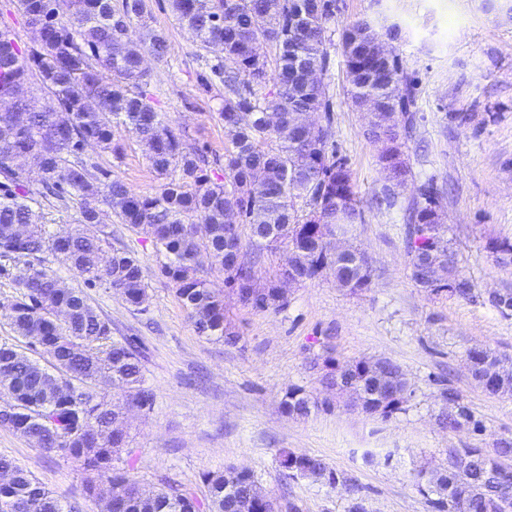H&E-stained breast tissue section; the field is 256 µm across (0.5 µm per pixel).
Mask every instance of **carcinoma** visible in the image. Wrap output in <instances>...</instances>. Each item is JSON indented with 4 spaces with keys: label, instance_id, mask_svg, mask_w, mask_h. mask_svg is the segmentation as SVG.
<instances>
[{
    "label": "carcinoma",
    "instance_id": "cac0c4a2",
    "mask_svg": "<svg viewBox=\"0 0 512 512\" xmlns=\"http://www.w3.org/2000/svg\"><path fill=\"white\" fill-rule=\"evenodd\" d=\"M177 23L196 35L198 47L224 56V182L208 174L204 151L184 150L181 138L156 112L142 89L140 60L147 53L163 60L170 51L164 33L150 26L147 0H17L31 29V46L22 50L12 39H0V97L12 111L0 112V158L23 153L39 171V188L0 167V280L15 293L0 314L28 350L0 344V427L12 430L48 451H59L86 474L92 498L121 499L122 512H234L238 498L253 512H269L271 495L262 491L248 470L207 472L206 502L184 484L168 480L146 490L112 465L114 454L128 447V432L116 425L120 413L134 405L151 408L152 390L144 385L142 346L133 337L112 336V321L90 301L87 288H106L127 305L145 310L147 283L139 260L114 249L100 228L106 206L134 232L151 236L164 261L159 272L175 288L196 332L227 344L236 343L224 315V293L210 286L207 269L224 273V287L242 289L255 275L254 265L235 270L224 265V212H242L243 224H267V236L247 234L259 251L290 244L301 249L295 273L312 281L329 272L336 283L356 294L371 288L372 266L349 264L325 251V239L363 222V208L346 159L338 155L331 122L317 129L298 125L304 112H331L325 84H300L290 77L298 58L321 71L328 63L327 24L337 0H170ZM385 35L363 20L347 23L341 33L350 85L351 107L361 110L376 97L397 110L396 121L382 128L367 121V138L380 146L378 161L392 171V182L374 197L376 205H396L399 189L411 169L401 162L420 116L415 107V81L401 56L391 63L385 80L370 79L379 41ZM276 50L272 87L263 96L268 63L257 46ZM52 96L57 107H31L30 79ZM121 124L136 142L156 177L160 191L144 196L112 172L82 158L87 146L122 158L125 148L114 142ZM445 189L431 179L405 212L406 245L411 264L435 250L452 258L442 288L457 298L472 294V283L458 267L456 252L445 234L442 199ZM52 197L77 205L78 225L52 232L36 220V197ZM27 225L24 238L11 229ZM74 272L83 287L61 285L48 257ZM270 279L265 297L252 309L280 310ZM501 313L512 312V289L490 296ZM490 349H470L466 360L473 381L485 392L512 396V369L499 366ZM374 362L358 360L344 368L323 360V383L329 389L354 391L362 412L388 418L411 396L395 363L372 392ZM119 385L124 395L108 399L101 387ZM448 411L441 423L450 430L481 429L453 388L441 392ZM288 416L306 417L318 402L300 388L286 391L281 402ZM512 458V440H500L493 454L480 448L448 449V466L419 473L420 492L432 512H512V470L500 461ZM280 467L288 481L340 484L349 494L348 512H366L360 488L325 462L305 452L287 451ZM0 468L13 472L0 484V512H79L65 505L17 461L0 456Z\"/></svg>",
    "mask_w": 512,
    "mask_h": 512
}]
</instances>
